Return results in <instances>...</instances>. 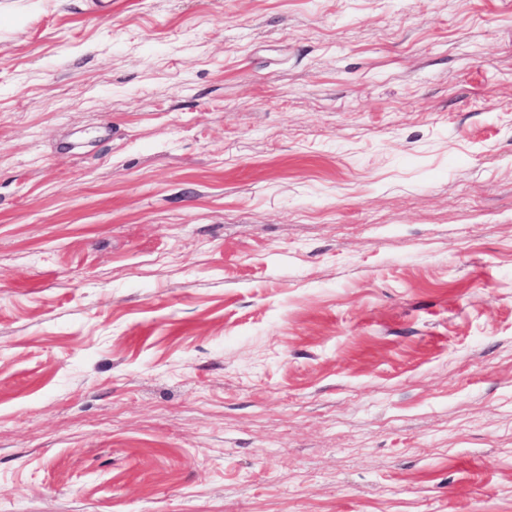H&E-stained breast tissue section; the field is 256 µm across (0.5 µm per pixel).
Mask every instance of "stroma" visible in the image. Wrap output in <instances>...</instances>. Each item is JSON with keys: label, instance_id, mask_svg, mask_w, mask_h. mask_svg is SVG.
<instances>
[{"label": "stroma", "instance_id": "1", "mask_svg": "<svg viewBox=\"0 0 512 512\" xmlns=\"http://www.w3.org/2000/svg\"><path fill=\"white\" fill-rule=\"evenodd\" d=\"M0 512H512V0H0Z\"/></svg>", "mask_w": 512, "mask_h": 512}]
</instances>
